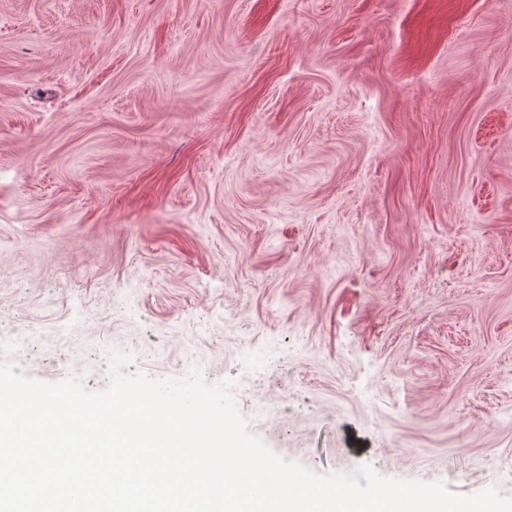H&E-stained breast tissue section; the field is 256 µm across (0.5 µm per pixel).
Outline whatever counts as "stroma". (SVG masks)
Here are the masks:
<instances>
[{"instance_id": "35a3bbf8", "label": "stroma", "mask_w": 512, "mask_h": 512, "mask_svg": "<svg viewBox=\"0 0 512 512\" xmlns=\"http://www.w3.org/2000/svg\"><path fill=\"white\" fill-rule=\"evenodd\" d=\"M0 279L28 378L512 496V0H0Z\"/></svg>"}]
</instances>
